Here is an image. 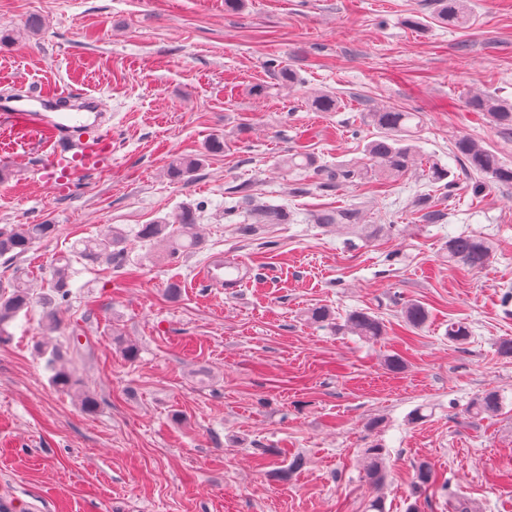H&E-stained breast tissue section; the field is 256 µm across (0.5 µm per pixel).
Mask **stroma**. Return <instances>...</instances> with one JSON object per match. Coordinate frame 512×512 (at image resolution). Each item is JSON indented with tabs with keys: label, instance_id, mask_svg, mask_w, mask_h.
<instances>
[{
	"label": "stroma",
	"instance_id": "obj_1",
	"mask_svg": "<svg viewBox=\"0 0 512 512\" xmlns=\"http://www.w3.org/2000/svg\"><path fill=\"white\" fill-rule=\"evenodd\" d=\"M471 24L436 20V0H0V104L72 88L97 97L91 135H112L100 165L73 176L51 163L55 148L39 126L0 123V229L56 224L54 238L20 258L0 257V284L29 281L35 300L0 343V503L16 512H385L416 502L415 469L428 462L438 483L420 512H448V494L474 512H512V186L482 196L443 198L440 223L419 219L416 201L435 192L426 159L455 166L452 148L470 135L512 163V134L469 111L480 92L512 103V0H468ZM42 19L28 33L29 16ZM277 58L296 70L288 89L267 69ZM338 97L317 112L312 95ZM390 106L420 113L423 159L382 193L353 183L333 192L313 170H286L291 150L316 164L363 158L373 129L366 112ZM221 139L224 149L208 146ZM202 167L179 182L167 168L183 154ZM257 203L284 208V224L232 211L237 187ZM192 205L200 250L148 263L139 226ZM363 210L376 232L349 240L316 224L318 214ZM124 229L123 270L91 265L72 281L53 339L64 362L95 395V413L57 390L35 341L41 297L54 259L76 242ZM491 238L482 270L449 263V237ZM274 240L278 250L266 252ZM246 265L234 288H209L202 271L215 255ZM181 295L168 301L165 290ZM424 305L426 327L408 333L400 304ZM329 308L334 321H307ZM354 310L379 317L389 333L367 343L337 331ZM468 322L467 344L448 324ZM136 345V361L122 347ZM400 353L406 368L389 372ZM488 390L502 413L474 420L469 401ZM426 406L428 417L409 414ZM386 450L387 479L365 481V448ZM274 448L270 467L259 449ZM288 480L270 476L294 455Z\"/></svg>",
	"mask_w": 512,
	"mask_h": 512
}]
</instances>
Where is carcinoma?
<instances>
[{"label":"carcinoma","instance_id":"obj_1","mask_svg":"<svg viewBox=\"0 0 512 512\" xmlns=\"http://www.w3.org/2000/svg\"><path fill=\"white\" fill-rule=\"evenodd\" d=\"M437 21L453 28L468 27L471 15L466 0H438ZM267 68L285 86L292 87L299 82L296 72L276 58L267 61ZM467 104L471 111L485 113L500 129L512 131V104L482 94L471 96ZM339 105V99L327 93L318 94L311 99V107L318 112H333ZM420 119L418 112L391 107L367 113L366 122L376 129V133L364 146L365 161L336 167H317L319 186L324 190H333L343 183L369 178L381 187L404 175L415 166L418 156L414 139ZM454 157L460 164V170L471 176L469 187L475 195L482 194L489 182L512 184V166L475 138L464 134L458 136L454 142ZM313 164L312 157L302 152L291 153L281 159V165L288 169H306ZM201 165L202 159L199 156L184 155L172 160L167 173L171 180L180 181ZM428 177L442 192H451L459 185V174L437 159L429 161ZM252 212L267 224H281L286 221V213L278 207L256 206ZM318 222L334 224L356 234H364L368 229L367 225L361 223L360 211L356 207L324 212L318 216ZM56 232L57 226L54 224H16L8 230L0 231V256L9 254L13 258H19L35 243L53 237ZM136 237L150 246L165 243L164 252H147V256L156 261L178 259L201 245L195 211L189 206L182 207L154 224L141 225ZM126 242V231L113 227L99 237L74 244L67 253L56 259L48 282L49 293L43 298L47 311L37 348L47 356L46 369L51 372L52 385L61 391L77 394L83 409L88 413L96 411V398L83 391L80 379L61 364L59 349L52 343L51 335L61 327L55 307L69 302L72 295L71 281L80 273L78 266L104 262L113 268L123 267L126 261ZM445 249L448 251L449 262L473 271L483 269L493 257L492 242L473 233L449 237ZM32 303L30 287L23 278L18 277L10 284L0 287V342L5 341L2 333L6 326L20 312L31 307ZM401 316L404 328L411 332L425 327L429 311L417 302H407L401 306ZM338 329L356 335L366 342H374L387 335V326L379 318L363 310L350 312L344 323L338 325ZM470 336L471 330L466 322L456 320L448 323L449 341L464 345ZM504 402L505 398L496 391L483 392L471 400L468 412L477 419L492 418L502 412ZM385 459L386 450L382 445L374 444L365 449L363 474L368 483L378 486L385 481ZM435 482L436 476L430 465L422 463L416 467L413 493L419 496Z\"/></svg>","mask_w":512,"mask_h":512}]
</instances>
